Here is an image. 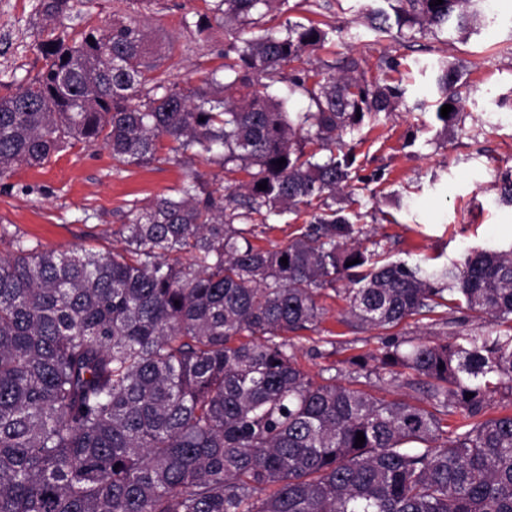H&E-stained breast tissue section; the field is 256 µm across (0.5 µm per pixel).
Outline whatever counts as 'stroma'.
<instances>
[{"label": "stroma", "instance_id": "1", "mask_svg": "<svg viewBox=\"0 0 512 512\" xmlns=\"http://www.w3.org/2000/svg\"><path fill=\"white\" fill-rule=\"evenodd\" d=\"M316 12L288 0L291 20L335 26L318 57L333 60L350 52L375 69L381 57L396 58L393 78L406 89L399 111L367 120L355 147L368 181L359 192L357 225L363 244L381 242L389 261L421 258L436 264L462 261L469 247L512 246V206L499 204L494 185L512 170V0H497L494 20L477 30L451 29L415 43L378 34L367 14L387 9L386 0H329ZM40 0H0V95L6 84L44 70ZM204 0H77L58 29L103 28L128 16L146 22L164 47L159 68L180 86L198 84L221 63L224 31L194 28ZM456 65L467 84L466 113L445 129L435 114L433 87L438 61ZM186 169L159 161L115 169L103 144H77L40 167L20 166L0 177V227L40 249L59 254L83 248L108 255L121 248L119 231L131 208H145L179 186ZM381 181H372L373 173ZM7 241L0 254L9 255ZM328 314L319 328L301 332L296 343L300 367L311 377L342 368L346 358L378 352L377 331L349 333L337 318L345 303L334 291L321 297Z\"/></svg>", "mask_w": 512, "mask_h": 512}]
</instances>
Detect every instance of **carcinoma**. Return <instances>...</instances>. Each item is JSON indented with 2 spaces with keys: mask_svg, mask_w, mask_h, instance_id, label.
Masks as SVG:
<instances>
[{
  "mask_svg": "<svg viewBox=\"0 0 512 512\" xmlns=\"http://www.w3.org/2000/svg\"><path fill=\"white\" fill-rule=\"evenodd\" d=\"M206 2L195 27L224 28V62L197 86L157 73L147 26L130 18L49 29L45 69L0 96V177L99 141L120 166L199 159L249 177L212 187L189 171L130 211L124 247L106 257L12 239L0 256V512H512V415L484 417L512 394V247L442 265L363 247L336 206L343 191L358 203L360 165L334 146L398 111L400 62L384 57L370 76L351 53L311 58L334 29L270 25L288 0ZM387 2L393 14L373 13L371 28L411 39L488 20L481 0ZM71 9L40 0L51 21ZM436 87V117L451 124L465 112L458 68L440 63ZM303 211L285 246L254 244L271 217ZM339 281L353 333L441 309L449 331L408 348L388 337L346 360L349 383L315 380L286 334L317 329ZM371 377L426 404L357 387Z\"/></svg>",
  "mask_w": 512,
  "mask_h": 512,
  "instance_id": "carcinoma-1",
  "label": "carcinoma"
}]
</instances>
